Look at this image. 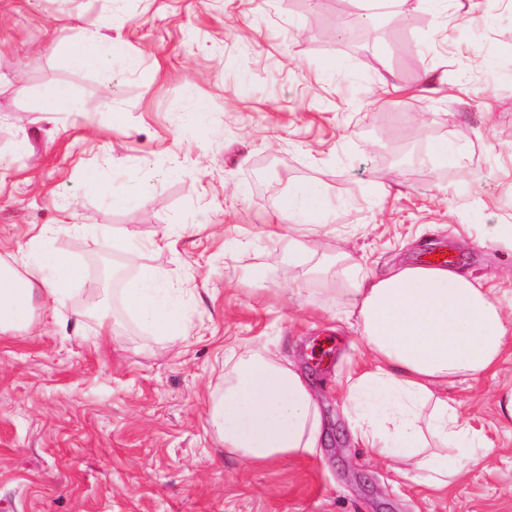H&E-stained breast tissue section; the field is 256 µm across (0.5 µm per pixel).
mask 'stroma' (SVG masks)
I'll use <instances>...</instances> for the list:
<instances>
[{
	"label": "stroma",
	"mask_w": 512,
	"mask_h": 512,
	"mask_svg": "<svg viewBox=\"0 0 512 512\" xmlns=\"http://www.w3.org/2000/svg\"><path fill=\"white\" fill-rule=\"evenodd\" d=\"M398 9L403 22L367 25L348 0H0V261L35 245L85 269L61 324L38 301L35 328L0 334V512H512L498 407L512 353L448 386L480 464L444 491L398 476L351 442L342 411L348 377L374 367L346 317L351 278L284 260L278 204L316 185L330 204L318 253L378 275L442 246L512 314V249L489 234L512 225V12ZM360 23L362 41L342 39ZM101 27L116 48L99 67L50 48ZM428 71L443 83L423 95ZM62 87L81 114L43 111ZM444 141L456 154L441 167ZM133 242L183 300L177 344L124 305ZM101 293L100 345L85 312ZM230 345L305 372L324 448L264 466L225 454L206 417Z\"/></svg>",
	"instance_id": "obj_1"
}]
</instances>
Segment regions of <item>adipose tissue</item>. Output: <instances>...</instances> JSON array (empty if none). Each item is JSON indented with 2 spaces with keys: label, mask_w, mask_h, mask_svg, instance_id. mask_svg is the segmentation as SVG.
Segmentation results:
<instances>
[{
  "label": "adipose tissue",
  "mask_w": 512,
  "mask_h": 512,
  "mask_svg": "<svg viewBox=\"0 0 512 512\" xmlns=\"http://www.w3.org/2000/svg\"><path fill=\"white\" fill-rule=\"evenodd\" d=\"M328 207L321 188L306 186L282 200L278 216L284 224L320 227ZM286 258L314 277L349 269L355 282L348 315L375 364L345 395L355 441L413 463L437 490L478 465L448 383L496 371L512 343V317L491 291L452 267L399 266L371 278L348 254L316 255L301 237L289 238ZM83 276L82 266L61 251L35 263L22 251L1 264L0 334L30 327L36 297L59 302ZM124 299L153 335L182 336L175 295L152 267L139 265ZM207 423L227 454L251 464L314 453L324 436L318 401L304 378L265 349L244 350L226 364L222 386L210 394Z\"/></svg>",
  "instance_id": "ef3b65f1"
}]
</instances>
